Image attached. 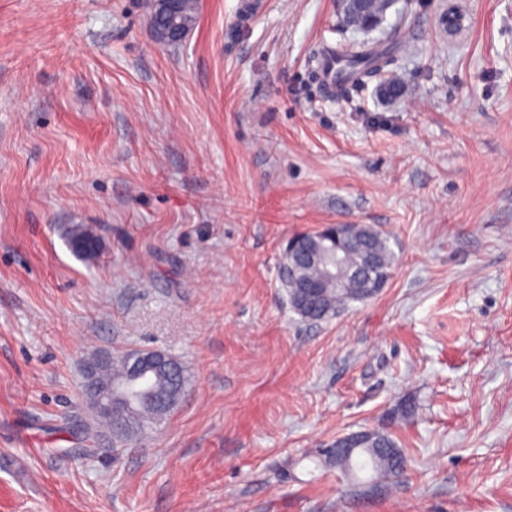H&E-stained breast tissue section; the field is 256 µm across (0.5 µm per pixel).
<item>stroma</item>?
I'll return each instance as SVG.
<instances>
[{"mask_svg":"<svg viewBox=\"0 0 512 512\" xmlns=\"http://www.w3.org/2000/svg\"><path fill=\"white\" fill-rule=\"evenodd\" d=\"M345 47L390 61L331 94ZM327 224L398 260L310 324L279 265ZM145 348L184 397L88 443L84 360ZM377 430L401 483L318 455ZM0 512H512V0L367 33L336 0H200L178 46L140 0H0Z\"/></svg>","mask_w":512,"mask_h":512,"instance_id":"stroma-1","label":"stroma"}]
</instances>
